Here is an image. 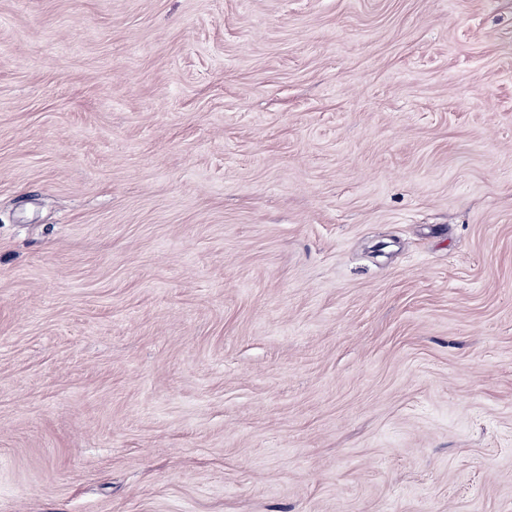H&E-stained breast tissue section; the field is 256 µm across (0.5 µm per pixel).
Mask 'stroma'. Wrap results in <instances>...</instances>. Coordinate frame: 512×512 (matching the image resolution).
Wrapping results in <instances>:
<instances>
[{
  "label": "stroma",
  "instance_id": "obj_1",
  "mask_svg": "<svg viewBox=\"0 0 512 512\" xmlns=\"http://www.w3.org/2000/svg\"><path fill=\"white\" fill-rule=\"evenodd\" d=\"M0 512H512V0H0Z\"/></svg>",
  "mask_w": 512,
  "mask_h": 512
}]
</instances>
